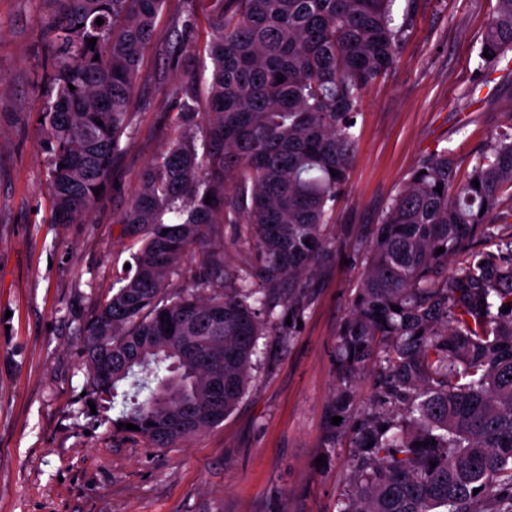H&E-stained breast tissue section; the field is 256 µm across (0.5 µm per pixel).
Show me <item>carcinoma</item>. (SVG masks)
<instances>
[{"label": "carcinoma", "mask_w": 512, "mask_h": 512, "mask_svg": "<svg viewBox=\"0 0 512 512\" xmlns=\"http://www.w3.org/2000/svg\"><path fill=\"white\" fill-rule=\"evenodd\" d=\"M52 2L40 38L55 99L42 130L56 223L75 224L132 128L140 63L166 0ZM215 2L206 111L190 85L176 90L182 132L144 168L117 219L139 244L135 274L84 327L92 399L118 410L112 430L156 448L224 421L251 386L276 307L302 316L295 295L328 249L357 143L351 120L395 67L411 24L408 14L394 24V0ZM195 3L176 0L164 50L187 69ZM510 50L512 0H497L481 45L491 58L476 79ZM241 216L256 263L230 271L219 245L189 287L170 291L206 229ZM476 238L506 254L448 270ZM357 256L335 414L349 413L361 375L372 373L376 390L338 512H512V112L465 169L448 149L424 154ZM126 383L134 392H119Z\"/></svg>", "instance_id": "cac0c4a2"}]
</instances>
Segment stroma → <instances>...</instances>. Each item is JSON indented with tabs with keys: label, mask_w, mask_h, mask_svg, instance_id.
Instances as JSON below:
<instances>
[{
	"label": "stroma",
	"mask_w": 512,
	"mask_h": 512,
	"mask_svg": "<svg viewBox=\"0 0 512 512\" xmlns=\"http://www.w3.org/2000/svg\"><path fill=\"white\" fill-rule=\"evenodd\" d=\"M496 0H395L412 10L396 66L356 117L348 188L327 225L330 250L303 290L301 322L274 321L254 356V382L217 426L169 448L114 433L85 397L82 328L128 277L129 239L116 219L146 164L174 140V87L209 78L207 56L181 74L162 53L169 16L141 67L134 128L108 189L81 224H58L40 117L55 92L39 38L49 0H0V512H338L353 471L351 420L332 424L337 334L361 279L354 249L419 159L453 150L469 163L512 108V52L481 66ZM223 245L227 269L254 261L235 224H221L181 263ZM325 465H316V457Z\"/></svg>",
	"instance_id": "stroma-1"
}]
</instances>
